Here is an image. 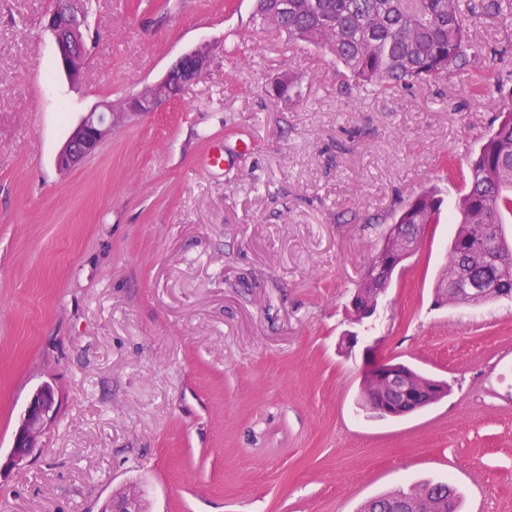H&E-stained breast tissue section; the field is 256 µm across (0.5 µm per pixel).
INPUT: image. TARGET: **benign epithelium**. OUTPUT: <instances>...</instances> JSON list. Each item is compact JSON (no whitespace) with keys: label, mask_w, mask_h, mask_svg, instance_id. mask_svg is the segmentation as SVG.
I'll return each mask as SVG.
<instances>
[{"label":"benign epithelium","mask_w":512,"mask_h":512,"mask_svg":"<svg viewBox=\"0 0 512 512\" xmlns=\"http://www.w3.org/2000/svg\"><path fill=\"white\" fill-rule=\"evenodd\" d=\"M46 28L54 37L55 63L58 70L73 84L84 78L88 57L85 36L86 18L83 0H54L52 8L45 15ZM214 45L200 43L183 54L157 81L144 84L131 98L121 102L104 100L87 113L72 131L56 157L61 170H70L93 155L112 127L131 116L156 112L174 102L185 86L195 82L208 68ZM404 225L394 224L389 230L387 243L380 248L377 260L366 267L364 277L369 280L389 282L393 274L404 267L408 257L417 251L420 238L415 237L404 251L387 252L394 240H404ZM364 368L360 385L368 382H389L400 385L399 396L391 399L378 396L369 403V409L383 419H400L418 412L415 406L419 394L428 398L433 406L445 398L441 385L429 380L414 385L409 379L408 368L401 362H393L376 356L375 347L363 350ZM58 406L53 388L45 384L31 397L22 421L18 426L11 450V461L20 462L35 448L36 438L52 422ZM100 512H148L139 495H114L106 501Z\"/></svg>","instance_id":"benign-epithelium-1"}]
</instances>
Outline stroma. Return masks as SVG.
Returning <instances> with one entry per match:
<instances>
[{
    "label": "stroma",
    "mask_w": 512,
    "mask_h": 512,
    "mask_svg": "<svg viewBox=\"0 0 512 512\" xmlns=\"http://www.w3.org/2000/svg\"><path fill=\"white\" fill-rule=\"evenodd\" d=\"M51 6L0 0V512H99L126 488L151 512H359L441 480L460 512H512V300L433 305L495 118L471 93L478 68L366 92L252 0H88L74 85L54 68ZM471 35L512 71V19ZM205 41L209 68L173 104L59 170L85 113ZM286 73L296 93L268 97ZM430 186L440 223L379 317L353 323L400 201ZM370 343L446 380L447 397L403 419L362 407ZM44 384L56 418L13 463Z\"/></svg>",
    "instance_id": "35a3bbf8"
}]
</instances>
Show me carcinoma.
Listing matches in <instances>:
<instances>
[{
  "label": "carcinoma",
  "mask_w": 512,
  "mask_h": 512,
  "mask_svg": "<svg viewBox=\"0 0 512 512\" xmlns=\"http://www.w3.org/2000/svg\"><path fill=\"white\" fill-rule=\"evenodd\" d=\"M254 13L290 42L319 46L342 67L339 76L362 86L399 89L451 75L474 60L469 38L472 8L461 0H255ZM489 104L498 125L471 163L469 187L455 204L456 230L442 280L448 304L476 307L512 290V254L495 244L494 226L512 223V89L497 81ZM443 200L433 190L410 197L396 223L437 224ZM488 290L463 289L467 278ZM449 482L421 483L363 505L360 512H457L459 497L448 500Z\"/></svg>",
  "instance_id": "1"
}]
</instances>
